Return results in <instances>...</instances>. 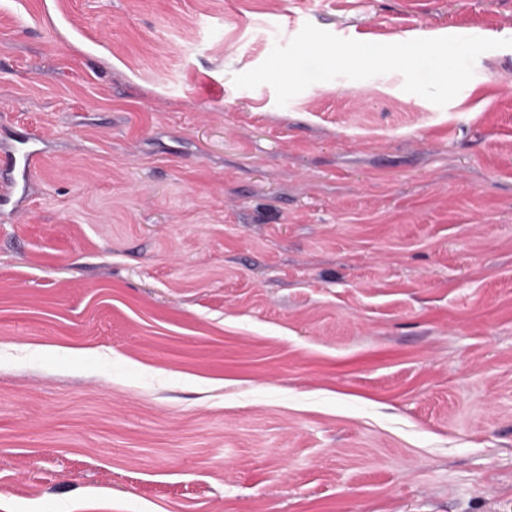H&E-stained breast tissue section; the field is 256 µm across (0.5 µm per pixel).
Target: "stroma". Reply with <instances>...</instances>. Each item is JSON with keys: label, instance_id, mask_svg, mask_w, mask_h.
I'll return each mask as SVG.
<instances>
[{"label": "stroma", "instance_id": "stroma-1", "mask_svg": "<svg viewBox=\"0 0 512 512\" xmlns=\"http://www.w3.org/2000/svg\"><path fill=\"white\" fill-rule=\"evenodd\" d=\"M307 23L512 0H0V512H512V48L234 85ZM38 146L39 140L26 141L19 145L10 143L2 145L1 151L4 152L8 158V165L6 169H12L18 161L22 168L23 175L30 172L36 167L43 154L42 149Z\"/></svg>", "mask_w": 512, "mask_h": 512}]
</instances>
